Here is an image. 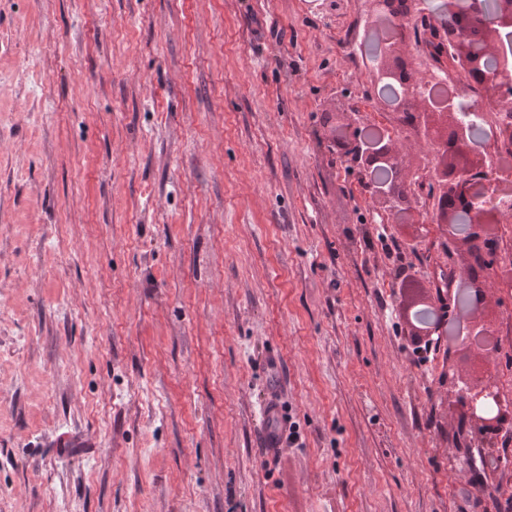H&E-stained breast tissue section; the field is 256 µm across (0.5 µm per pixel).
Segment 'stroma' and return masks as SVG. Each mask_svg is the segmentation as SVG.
Here are the masks:
<instances>
[{"mask_svg": "<svg viewBox=\"0 0 512 512\" xmlns=\"http://www.w3.org/2000/svg\"><path fill=\"white\" fill-rule=\"evenodd\" d=\"M367 0H0V512H512L414 353L404 278L462 275L329 141L389 126ZM296 439L266 460L265 360Z\"/></svg>", "mask_w": 512, "mask_h": 512, "instance_id": "obj_1", "label": "stroma"}]
</instances>
